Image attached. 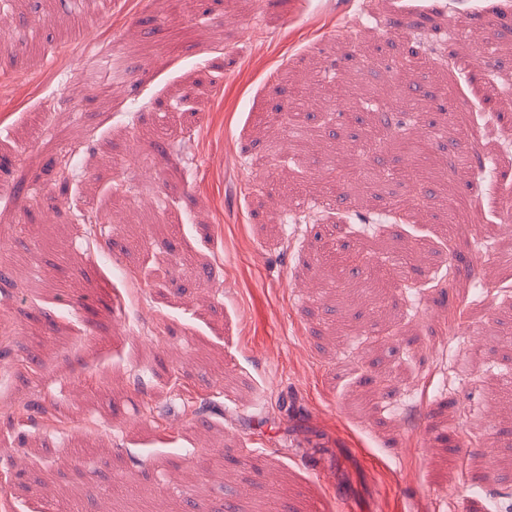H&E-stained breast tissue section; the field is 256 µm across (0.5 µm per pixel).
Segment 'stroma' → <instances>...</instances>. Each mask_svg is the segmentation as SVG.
<instances>
[{
  "label": "stroma",
  "instance_id": "obj_1",
  "mask_svg": "<svg viewBox=\"0 0 512 512\" xmlns=\"http://www.w3.org/2000/svg\"><path fill=\"white\" fill-rule=\"evenodd\" d=\"M0 0V493L10 512H507L512 342L465 376L451 312L512 325V165L477 146L512 126V0ZM377 10V30L357 19ZM464 29L463 40L447 38ZM129 75L89 85L108 43ZM427 47L411 124L462 138L414 226L412 190L358 191L409 161L377 73L372 109H334L338 71ZM470 88L460 98L457 84ZM318 146L264 154L291 91ZM476 154L470 175L454 157ZM266 157L264 179L252 163ZM69 158L68 181L57 162ZM120 182L125 193L113 194ZM293 197L308 198L295 223ZM105 228L87 237L79 212ZM491 432L465 420L486 404Z\"/></svg>",
  "mask_w": 512,
  "mask_h": 512
}]
</instances>
